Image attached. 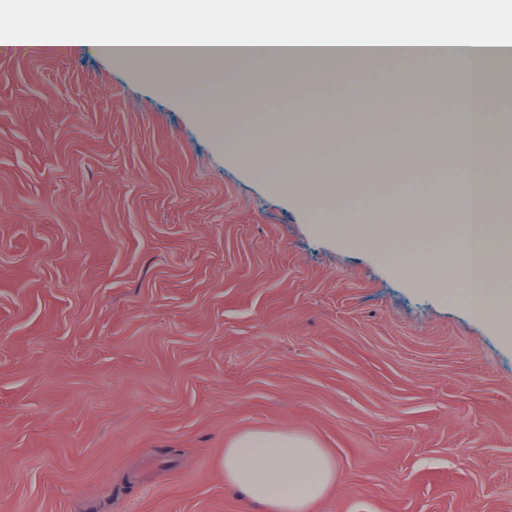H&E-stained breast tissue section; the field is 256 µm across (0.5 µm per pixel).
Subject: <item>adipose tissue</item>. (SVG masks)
I'll use <instances>...</instances> for the list:
<instances>
[{
  "label": "adipose tissue",
  "instance_id": "ef3b65f1",
  "mask_svg": "<svg viewBox=\"0 0 512 512\" xmlns=\"http://www.w3.org/2000/svg\"><path fill=\"white\" fill-rule=\"evenodd\" d=\"M343 14L355 26L329 39L317 57L328 70L355 66L365 58L364 47L374 45L380 59L447 62V69L433 73L434 83H452L465 96H488L499 49L512 45V0H29L15 7L14 23L0 31V41L25 51L89 50L133 65L171 58L188 76L227 59L286 56L303 70L314 58L305 49L316 27H331ZM170 15L174 27L148 32L150 23ZM488 118L484 110L464 114L462 126L474 140L449 155L465 180L453 206L460 242L449 241L444 224H329L325 230L395 250L404 276L432 269L443 281L467 283L470 310L512 343V292L492 297L485 288L512 273V227L492 217L512 209V199L493 193L483 176L492 152ZM335 479L332 457L304 435L245 431L224 449L225 482L266 512H308Z\"/></svg>",
  "mask_w": 512,
  "mask_h": 512
}]
</instances>
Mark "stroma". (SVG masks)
<instances>
[{"label":"stroma","instance_id":"35a3bbf8","mask_svg":"<svg viewBox=\"0 0 512 512\" xmlns=\"http://www.w3.org/2000/svg\"><path fill=\"white\" fill-rule=\"evenodd\" d=\"M423 64L371 60L251 98L288 120L242 162L160 78L89 51L0 46V512H255L224 485L249 430L335 460L309 512H512V345L282 189L285 140L384 157L461 127ZM226 61L200 88L270 74ZM324 112L334 127L305 126Z\"/></svg>","mask_w":512,"mask_h":512}]
</instances>
